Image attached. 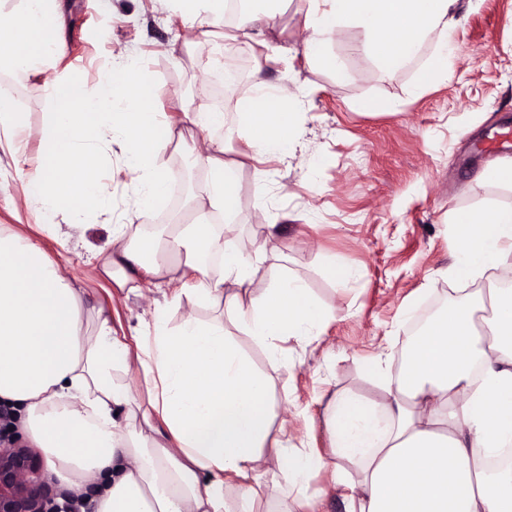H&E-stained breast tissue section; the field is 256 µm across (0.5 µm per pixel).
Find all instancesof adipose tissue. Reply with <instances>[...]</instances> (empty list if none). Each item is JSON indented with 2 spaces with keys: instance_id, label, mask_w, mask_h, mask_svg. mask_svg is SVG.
<instances>
[{
  "instance_id": "obj_1",
  "label": "adipose tissue",
  "mask_w": 512,
  "mask_h": 512,
  "mask_svg": "<svg viewBox=\"0 0 512 512\" xmlns=\"http://www.w3.org/2000/svg\"><path fill=\"white\" fill-rule=\"evenodd\" d=\"M173 3L189 28L168 49L179 66L199 38L223 26L229 0ZM458 6L302 0L305 56L334 66L326 47L352 23L375 59L396 70L434 35L442 48L417 73L425 86L448 73L443 45ZM64 14L63 0H21L0 27V132L23 170L26 119L3 75L44 74L63 53ZM282 15L281 0H249L226 48L242 43L264 64L289 62ZM193 82L195 95L177 96V114L166 120L155 110L151 72L129 55L92 87L66 73L42 83L53 110L40 129L36 171H24L22 182L43 231L54 230L59 212L78 226L109 207L102 172L116 146L134 185L132 213L166 201L180 173L158 160L183 136L207 178L205 194L190 200L199 223L154 234L113 225L102 274L126 293L163 296L127 331L62 274L28 225L0 227V405L16 411L25 440L42 450L47 477L75 490L97 484L94 512H308L304 491L323 470L344 489L346 512H512V470L488 464L512 446V289L477 285L512 259V207L456 215L451 274L472 290L450 298L407 342L398 370L387 355L374 357L377 399L345 391L326 404L330 456L295 446L291 428L275 422L273 377L292 367L281 343L312 345L330 314L295 276L255 289L260 266L281 251L276 232L230 249L209 217L244 206L238 167L224 159L227 142H242L250 158L289 156L301 90L256 80L227 115L205 104L201 74ZM216 129L224 137H213ZM185 296L196 307L169 328L168 311ZM200 306L214 318L201 320ZM237 326L265 347L270 372L241 349Z\"/></svg>"
}]
</instances>
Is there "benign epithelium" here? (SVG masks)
Returning a JSON list of instances; mask_svg holds the SVG:
<instances>
[{"instance_id": "1", "label": "benign epithelium", "mask_w": 512, "mask_h": 512, "mask_svg": "<svg viewBox=\"0 0 512 512\" xmlns=\"http://www.w3.org/2000/svg\"><path fill=\"white\" fill-rule=\"evenodd\" d=\"M0 512H63L50 493L39 455L17 440L0 446Z\"/></svg>"}]
</instances>
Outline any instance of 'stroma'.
<instances>
[{
	"label": "stroma",
	"mask_w": 512,
	"mask_h": 512,
	"mask_svg": "<svg viewBox=\"0 0 512 512\" xmlns=\"http://www.w3.org/2000/svg\"><path fill=\"white\" fill-rule=\"evenodd\" d=\"M64 2L66 50L54 71L72 72L92 85L111 67L113 55L146 51L154 101L165 114L173 110L175 91L189 92L193 71L206 67L224 44L223 32H216L195 49L193 69L182 70L166 50L183 40L186 30L179 20L169 19L166 9H152L151 0ZM436 46L435 39H427L415 59L395 71L381 66L355 26L346 27L328 46L339 65L335 71L308 64L299 48L290 64L261 69L243 48L234 58L244 63V77L224 89L215 104L234 112L258 74L302 90L296 106L300 136L287 162L243 160L241 142L229 144L224 158L241 163L245 205L224 220L223 228L225 240L234 244L276 227L282 253L261 266L256 287L289 273L333 311L317 347L288 341L293 366L274 378L278 400L309 410L308 416L289 417L308 447L328 448L321 414L334 394L377 397L371 361L395 349L407 323V306L424 308L436 294L455 287L447 274L453 262V215L488 205L512 207V185L480 178L487 162L512 159L511 151L489 148L492 134L512 136V0H461L448 36V79L417 88L416 73ZM42 82L30 76L16 83V108L29 124L26 153L31 157L39 152V130L51 110ZM369 98L385 102V110L365 113L361 104ZM189 151L184 144L162 156V165L181 170L184 178L161 208L133 215L142 229L185 220L186 199L203 193V170ZM131 197L127 179L117 178L109 211L78 227L59 215L55 234L41 237L68 276L84 282L92 302L110 308L126 327L136 326L152 309L154 296L118 294L99 278L97 267L112 224L131 215ZM38 221L23 203L13 160L0 152V226ZM331 254L351 266L345 284L324 272Z\"/></svg>",
	"instance_id": "35a3bbf8"
}]
</instances>
